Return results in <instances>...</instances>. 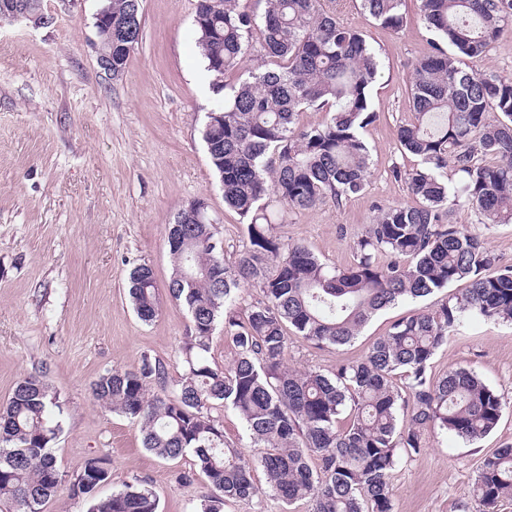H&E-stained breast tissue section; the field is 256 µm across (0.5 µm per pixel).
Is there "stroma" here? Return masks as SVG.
Instances as JSON below:
<instances>
[{
  "instance_id": "stroma-1",
  "label": "stroma",
  "mask_w": 512,
  "mask_h": 512,
  "mask_svg": "<svg viewBox=\"0 0 512 512\" xmlns=\"http://www.w3.org/2000/svg\"><path fill=\"white\" fill-rule=\"evenodd\" d=\"M335 2L380 62L371 89L377 118L362 131L371 175L361 194L339 206L290 212L274 232L343 269L354 264L355 243L376 206L415 203L402 175L421 161L399 150L396 133L413 119L408 82L430 34L417 0H405L407 23L397 33L361 13L354 0ZM105 4L42 0L46 23L0 21V405L30 375L42 377L61 404L50 446L61 485L42 512H87L86 498L71 488L92 457L112 472L98 497L141 481L156 493L160 512H197L212 489L201 477L184 480L192 456L156 457L143 445L140 422L98 404L91 384L108 370L140 367L147 356L167 368L165 383H150L149 392L172 393L186 372L181 347L191 322L167 288V226L179 209L204 199L229 265L248 241L247 228L225 207L201 138L217 96L196 44V0H142L141 37L116 79L97 62L95 21ZM449 220L512 265V224L481 223L465 205L452 208ZM140 264L153 269L158 285V311L149 322L138 318L128 292L129 274ZM421 307L404 301L379 313L347 345L290 340L286 363L326 371L361 358ZM451 367L475 370L495 389L502 417L474 445L427 435L425 448L403 457L390 475L393 512H483L474 494L481 463L512 444V324L475 322L449 338L428 372L437 377ZM252 476L258 494L225 502L224 512H309L304 500L284 504L261 467Z\"/></svg>"
}]
</instances>
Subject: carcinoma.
<instances>
[{
  "instance_id": "carcinoma-1",
  "label": "carcinoma",
  "mask_w": 512,
  "mask_h": 512,
  "mask_svg": "<svg viewBox=\"0 0 512 512\" xmlns=\"http://www.w3.org/2000/svg\"><path fill=\"white\" fill-rule=\"evenodd\" d=\"M262 2L257 16L247 0H196L194 18L216 93L252 43L264 56L263 67L206 113L202 128L224 204L246 221L248 244L229 266L213 225L195 224L187 208L179 210L169 225L180 245L169 246L168 289L193 325L182 349L186 373L174 395L150 397L147 383L164 380L166 366L145 357L136 370L100 375L92 395L139 420L144 447L157 457L193 454L194 471L216 491L198 512H224L225 501L258 492L252 464L224 440L211 415L216 404L239 414L282 501L307 500L311 512H393L389 475L401 455L419 453L430 432L478 441L502 415L501 396L474 371L450 367L434 378L428 367L466 322H512V266L499 264L476 235L448 221L449 208L464 203L484 224L512 223V79L473 68L512 29V0H419L432 38L410 76L414 120L397 132L401 149L423 162L404 176L418 205L378 208L355 244V263L345 269L301 243H283L273 233V209L307 210L328 200L338 206L364 189L370 151L360 130L376 119L370 91L379 75L377 55L322 0ZM403 2L358 0L357 6L398 32ZM102 51L112 53V72L125 71L129 53L108 45ZM309 109L329 117L303 127L298 116ZM450 166L458 175L452 185ZM383 254L390 258L385 264ZM463 279L469 281L464 293L394 323L361 360H340L327 372L285 364L290 331L318 347L346 345L379 311L425 300ZM249 288L262 298L241 322L233 306ZM129 295L139 318L153 320L157 283L150 266L132 270ZM221 317L235 347L225 369L203 359ZM54 408L58 397L36 376L19 381L0 407V502L16 512H41L57 493ZM347 409L350 423L339 429ZM312 455L317 469L309 464ZM100 463L88 460L72 485L89 500V512H159L155 492L141 483L106 498L92 494L85 479ZM476 495L485 512L512 498V445L484 458Z\"/></svg>"
}]
</instances>
